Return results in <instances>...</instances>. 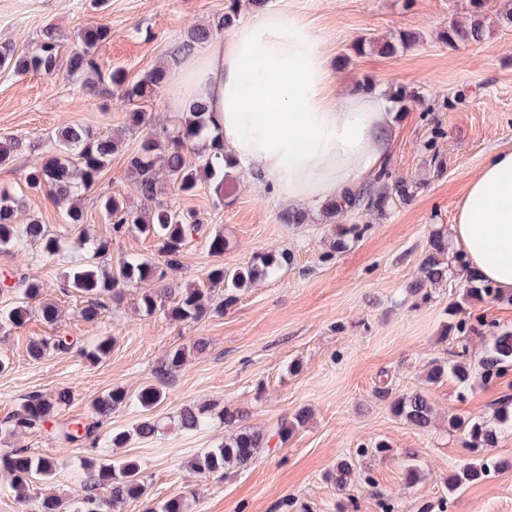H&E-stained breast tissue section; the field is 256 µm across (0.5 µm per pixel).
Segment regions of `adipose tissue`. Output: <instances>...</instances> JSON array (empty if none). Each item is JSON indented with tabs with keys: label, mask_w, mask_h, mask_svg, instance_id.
<instances>
[{
	"label": "adipose tissue",
	"mask_w": 512,
	"mask_h": 512,
	"mask_svg": "<svg viewBox=\"0 0 512 512\" xmlns=\"http://www.w3.org/2000/svg\"><path fill=\"white\" fill-rule=\"evenodd\" d=\"M170 100L177 110L203 102L225 152L293 208L374 180L395 138L382 92L333 88L319 37L285 7L188 57ZM450 238L484 279L512 290V148L498 149L471 179Z\"/></svg>",
	"instance_id": "obj_1"
}]
</instances>
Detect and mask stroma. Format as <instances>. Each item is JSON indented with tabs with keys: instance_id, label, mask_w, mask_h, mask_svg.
I'll return each mask as SVG.
<instances>
[{
	"instance_id": "1",
	"label": "stroma",
	"mask_w": 512,
	"mask_h": 512,
	"mask_svg": "<svg viewBox=\"0 0 512 512\" xmlns=\"http://www.w3.org/2000/svg\"><path fill=\"white\" fill-rule=\"evenodd\" d=\"M282 5L299 13L321 38L334 84L370 86L382 92L407 87L419 100L392 104L399 128L387 169L392 179L407 180L414 195L393 200L384 215L355 211L347 224L363 225L349 248L331 253L333 219L311 208L302 224L281 219L284 204L275 202L242 169L230 174L224 201L209 185L191 196L161 181L162 201L197 215L208 233L224 236V254L212 255L202 239L183 247L178 271L164 279L167 287H207V270L217 262L242 266L260 252H288L290 263L270 278L240 293L223 315L188 323L170 322L163 311L138 312L136 289L122 304L93 323L80 316L81 294L61 288L65 264L40 258L37 247L0 252V278L12 274L43 281L44 298L61 311L56 325L38 316L19 328L0 330V357L10 362L0 372V421L29 394L54 395L65 389L71 404L63 418L92 419L95 399L115 387L136 393L155 382L156 370L170 349L187 348L185 364L166 378L165 399L152 415L158 434L133 435L143 416L128 404L103 421L98 435L130 431L115 457L139 461L147 496L129 500L117 512H145L175 496H185L188 512H512V470L449 490L448 474L467 456L457 435L448 431L452 415L489 420L505 395H512V371L497 382L474 378L460 388L451 377L430 383L428 364L446 359L454 346L446 336L451 302L462 304V317L480 326L468 350L480 357L487 338L512 331V291L506 300H463L466 274L450 266L448 279L428 297L410 295L432 231H448L471 178L498 148L512 146V25L499 20L506 0H490L485 9L486 36L478 44L451 48L437 33L450 18L468 20V0H266L264 9ZM224 0H0V46L31 51L45 28L70 34L89 24H106L112 39L97 55L103 72L124 71L136 82L169 58L191 25L217 26ZM402 31L419 33V41L390 56L373 48L358 52L362 40H385ZM131 104L100 95L90 97L80 80L66 74L0 71V137H21L26 147L10 164L0 166V188L22 191L17 219L36 218L62 235L66 253H83L77 231H66L64 210L45 193L23 188L27 168L43 161L47 141L63 122L120 139L97 189L82 200L84 228L104 237L110 228L100 195H113L132 209L141 198L126 174L127 158L143 137L128 128ZM131 254L161 262L153 239L129 230L114 238L104 268H118ZM114 336L116 344L101 362L79 353L96 337ZM62 335L76 350L35 361L30 341ZM207 342L193 351L196 340ZM424 392L436 408L431 425L420 430L393 416L394 397ZM217 403L249 411L248 426L274 435L280 422L308 409L311 418L286 442L274 440L250 468L220 478L194 475L188 462L224 439L222 423L203 431L178 430L180 408ZM386 441L384 457L367 456L357 464L363 476L341 492L331 478L337 463L358 446ZM15 448L53 458L50 484H34L31 499L20 504L8 480L0 476V512H36L37 501L52 493L70 502L85 494L81 464L92 456L89 445L56 438L51 426L0 434V454ZM421 470L409 485V463Z\"/></svg>"
}]
</instances>
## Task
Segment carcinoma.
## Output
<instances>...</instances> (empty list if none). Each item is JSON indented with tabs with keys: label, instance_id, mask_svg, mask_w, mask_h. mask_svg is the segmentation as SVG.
I'll return each instance as SVG.
<instances>
[{
	"label": "carcinoma",
	"instance_id": "carcinoma-1",
	"mask_svg": "<svg viewBox=\"0 0 512 512\" xmlns=\"http://www.w3.org/2000/svg\"><path fill=\"white\" fill-rule=\"evenodd\" d=\"M486 0H469L470 21L463 23L454 18L440 32V38L455 46L460 43H479L485 36L483 9ZM214 35L210 27L194 25L184 32L177 47L166 64L147 72L139 81L129 85L121 70L103 74L98 67L96 52L112 38V29L105 24L91 25L79 29L77 46L63 53V36L52 28L43 31L35 50L18 54L8 45L0 46V68L17 74L44 72L54 74L65 71L68 75L82 80L84 90L91 96L99 94L103 86L110 92L129 101L150 99L166 82L168 70L193 54ZM418 41L412 32L399 34L398 42L374 40L369 44L379 47L384 55H392L397 48H407ZM119 141L110 136H95L89 130L68 122L60 125L51 141V155L40 165L31 168L24 175L25 187L31 192H46L65 208L66 223L78 227L84 223L80 202L95 184L110 163L112 154L118 150ZM24 148V141L16 136L0 138V166L13 161ZM164 168L168 181L182 195L193 194L201 183L215 185L217 202L224 203V176L227 170L236 167L226 154L224 142L219 132L211 129L205 105L193 102L188 111L182 113L176 131L163 138L147 133L139 148L128 156L127 176L133 180L143 207L137 211L129 209L126 203L112 195L102 198L101 207L106 220L112 224V235L120 236L135 228L145 237L157 241L159 250L167 257L170 268L178 264V256L195 236L205 238L209 251L224 255V236L220 233L207 234L202 223L191 213H184L158 200L160 187L156 177V167ZM389 203V193L375 188H365L333 203L334 212L345 214L365 210L383 214ZM20 200L17 194L8 189H0V251L8 252L27 243L40 245L43 256L59 257L63 253L62 236L50 233L47 227L33 219L27 224H19L16 215ZM364 228L358 224H338L332 249L343 250L348 243L359 238ZM87 256L70 261L65 271V286L86 297L81 308L83 320L97 321L109 306L123 301L124 287L133 285L139 288L136 300L137 309L147 315L164 309L167 317L175 322H195L210 314H224V308L238 300V294L252 287L256 282L274 275L280 261L287 259L285 253L278 255L263 252L255 255L243 266L212 265L206 279L210 288H185L175 292L170 288H156L154 283L164 279L165 271L149 260L132 256L125 259L117 274L105 271L92 264L110 251L108 238L85 237ZM448 240L435 231L430 235L428 253L424 257L417 277L412 284L413 291L424 297L427 285L437 284L448 275ZM44 284L27 276H17L8 291L17 294V301L10 307L0 310V327L22 326L31 316L28 301L42 295ZM467 299L481 301L486 297H497V288L473 273L463 290ZM448 330L457 333L459 352L451 353L448 361H434L426 374L427 381L433 383L445 376L452 377L461 388L469 385L474 373H479L485 383L499 378L512 367V331L506 330L493 337L485 347L477 363L465 361L474 326L460 319L448 323ZM74 342L65 336H51L34 340L28 346V354L34 360L44 358L50 352L64 353L72 349ZM114 340L110 336H99L90 347L82 349L84 358L97 363L112 351ZM187 350L176 348L170 351L159 366L157 377L180 369L186 360ZM166 398L165 388L157 384L143 386L137 394L130 395L125 389L116 387L93 403V413L98 420L82 422L68 420L58 425L57 437L66 443L92 441L98 447L96 435L100 420L110 416L112 411L134 402L144 411H150ZM71 395L61 389L54 396L30 394L22 399L16 412L10 417L9 431L14 433L40 427L57 418L62 410L70 406ZM391 411L406 423L425 429L429 426L434 408L425 394L413 391L396 397L391 403ZM219 419L229 434L224 443L209 448L199 454L191 468L198 474L222 473L226 470H245L259 455L269 448L270 438L265 434L242 426L245 416L240 410L223 408L216 410L211 404H199L180 409L177 423L181 430L198 432L213 419ZM307 419L305 411L296 412L292 417L281 421L277 434L286 441ZM512 430V399L505 398L496 410L493 421H470L457 416L448 417V430L461 435L462 443L471 453L470 458L460 464L448 477V491L452 492L463 485L476 483L494 471L512 470V460L499 458L493 454L499 439ZM86 488H100L109 493L101 497L92 493L84 495L75 507V512H106V509L126 500H137L147 495V485L139 463L132 458L109 459L101 454L91 458L84 465ZM56 465L52 458L33 455L23 449H15L0 455V474L10 479L11 487L21 500L29 497L30 486L36 480L49 482L55 475ZM355 477V465L345 459L336 467V488L346 491ZM189 505L181 495L170 497L148 512H188ZM37 512H66L62 499L49 494L38 503Z\"/></svg>",
	"mask_w": 512,
	"mask_h": 512
}]
</instances>
